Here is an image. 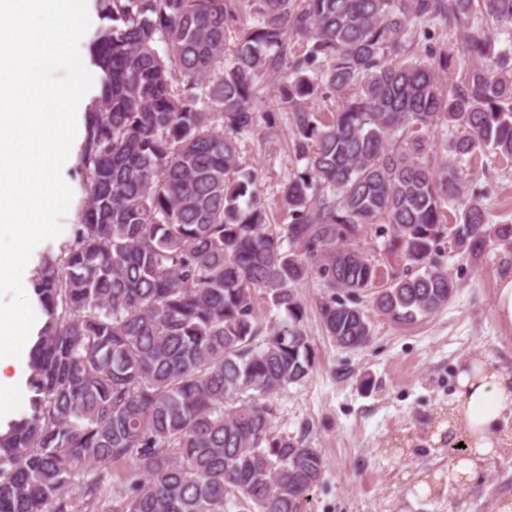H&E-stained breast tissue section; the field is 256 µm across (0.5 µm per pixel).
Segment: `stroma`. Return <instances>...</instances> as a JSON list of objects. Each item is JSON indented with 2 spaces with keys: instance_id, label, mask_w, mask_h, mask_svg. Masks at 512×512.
I'll return each instance as SVG.
<instances>
[{
  "instance_id": "35a3bbf8",
  "label": "stroma",
  "mask_w": 512,
  "mask_h": 512,
  "mask_svg": "<svg viewBox=\"0 0 512 512\" xmlns=\"http://www.w3.org/2000/svg\"><path fill=\"white\" fill-rule=\"evenodd\" d=\"M275 94L272 83L260 90L256 127L240 135L239 150L244 167L256 175L269 229L279 233L289 222L280 190L299 163L289 115L277 111ZM270 112L271 126L265 122ZM468 168L492 222L512 224V164L480 156ZM62 175L73 198L62 233L40 243L43 253L58 251L80 221L76 155H69ZM438 259L457 282L447 307L408 325L371 314V337L355 350L337 346L324 332L319 306L329 291L321 280L311 277L297 287L316 365L270 403L273 433L304 437L326 463L322 482L299 512H499L512 501V423L476 480L440 490L424 486L427 476L448 470L444 435L460 362L478 353L512 375V332L501 327L495 312L497 283L512 272V248L498 245L471 260L444 243Z\"/></svg>"
}]
</instances>
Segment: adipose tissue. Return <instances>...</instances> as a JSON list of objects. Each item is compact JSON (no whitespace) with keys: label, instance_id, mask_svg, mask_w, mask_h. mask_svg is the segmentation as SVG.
<instances>
[{"label":"adipose tissue","instance_id":"obj_1","mask_svg":"<svg viewBox=\"0 0 512 512\" xmlns=\"http://www.w3.org/2000/svg\"><path fill=\"white\" fill-rule=\"evenodd\" d=\"M32 329L29 309L0 308V420L9 418L13 402L26 396V343ZM458 380L455 429L475 456L460 461L456 470L473 479L480 462L494 455L502 427L512 418V377L476 357L461 367Z\"/></svg>","mask_w":512,"mask_h":512}]
</instances>
